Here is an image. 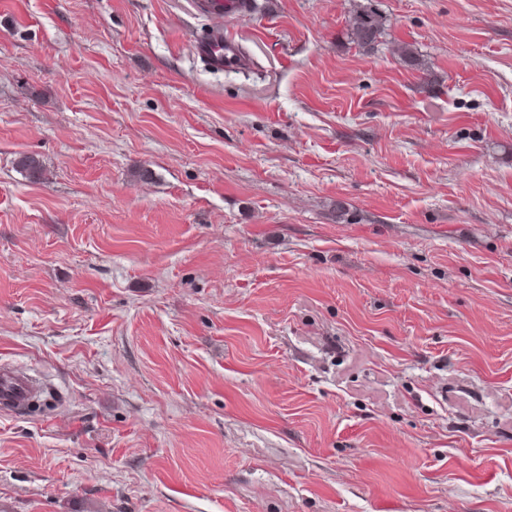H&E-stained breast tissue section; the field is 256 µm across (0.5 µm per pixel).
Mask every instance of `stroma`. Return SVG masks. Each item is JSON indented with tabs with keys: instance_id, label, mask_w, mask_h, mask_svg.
I'll return each mask as SVG.
<instances>
[{
	"instance_id": "1",
	"label": "stroma",
	"mask_w": 512,
	"mask_h": 512,
	"mask_svg": "<svg viewBox=\"0 0 512 512\" xmlns=\"http://www.w3.org/2000/svg\"><path fill=\"white\" fill-rule=\"evenodd\" d=\"M255 4L0 0V512H512V0ZM388 19L372 10L357 11L350 20L351 40L358 47L375 50L382 44V35ZM195 53L212 69L224 70L243 63L239 47L224 35L216 34L195 41ZM44 394L28 374L0 368V406L3 409L28 410Z\"/></svg>"
}]
</instances>
